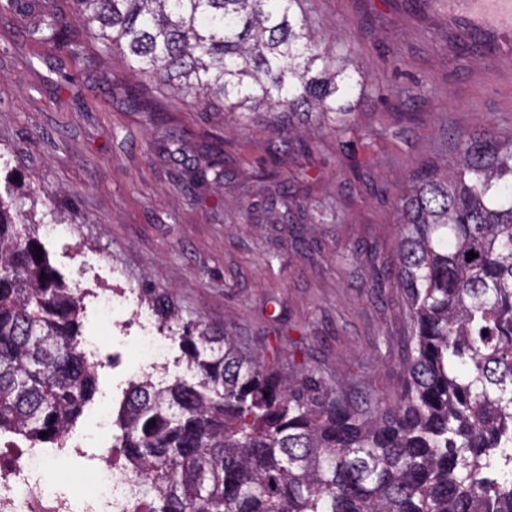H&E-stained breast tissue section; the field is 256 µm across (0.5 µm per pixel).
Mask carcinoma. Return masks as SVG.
<instances>
[{
  "mask_svg": "<svg viewBox=\"0 0 512 512\" xmlns=\"http://www.w3.org/2000/svg\"><path fill=\"white\" fill-rule=\"evenodd\" d=\"M9 0L30 36L67 53L52 5ZM303 0H74L110 53L203 107L349 115L359 58L314 41ZM456 170L417 176L398 201L414 347L394 404H359L313 369L282 375L201 320L181 343L196 383L131 385L120 455L144 472L147 512H512V133L456 134ZM224 152L184 167L218 186ZM278 181L276 151L255 175ZM37 190L0 192V436L56 443L96 393L78 297L42 257ZM478 257L469 260L467 253Z\"/></svg>",
  "mask_w": 512,
  "mask_h": 512,
  "instance_id": "obj_1",
  "label": "carcinoma"
}]
</instances>
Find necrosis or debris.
Listing matches in <instances>:
<instances>
[{
	"instance_id": "necrosis-or-debris-1",
	"label": "necrosis or debris",
	"mask_w": 512,
	"mask_h": 512,
	"mask_svg": "<svg viewBox=\"0 0 512 512\" xmlns=\"http://www.w3.org/2000/svg\"><path fill=\"white\" fill-rule=\"evenodd\" d=\"M114 449L66 439L61 447L33 442L0 452V512H74L72 496L52 491L41 481L52 463L70 458L96 462L98 477L86 512H142V472L116 464Z\"/></svg>"
}]
</instances>
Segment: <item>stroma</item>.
<instances>
[{
    "label": "stroma",
    "mask_w": 512,
    "mask_h": 512,
    "mask_svg": "<svg viewBox=\"0 0 512 512\" xmlns=\"http://www.w3.org/2000/svg\"><path fill=\"white\" fill-rule=\"evenodd\" d=\"M57 6L74 41L65 59L73 84L60 91L50 87L55 47L32 41L21 18L0 9V151L17 185L44 190L71 219L68 237L38 234L50 266L73 288L88 259L95 287L168 291L183 321L225 330L281 373L316 368L352 399L395 402L412 342L400 289L391 279L373 287L369 273L399 266L396 201L412 173L455 167L457 132L512 131V70L461 56L443 16L399 0H307L322 48L357 53L367 74L345 122L308 125V153L265 122L156 89L104 52L72 0ZM129 85L163 111L181 155L158 149L126 99ZM385 112L398 122L383 127ZM271 145L304 205L302 223L283 222L255 179ZM215 146L228 177L205 189L201 205L173 179ZM358 165L379 169L386 194L354 181ZM351 252L354 263L340 269L337 255ZM79 322L82 336L114 347L92 402L119 410L138 368L139 330L112 341L85 302Z\"/></svg>",
    "instance_id": "35a3bbf8"
}]
</instances>
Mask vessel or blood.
Segmentation results:
<instances>
[{
  "label": "vessel or blood",
  "mask_w": 512,
  "mask_h": 512,
  "mask_svg": "<svg viewBox=\"0 0 512 512\" xmlns=\"http://www.w3.org/2000/svg\"><path fill=\"white\" fill-rule=\"evenodd\" d=\"M448 30L490 46L497 64L512 61V0H424Z\"/></svg>",
  "instance_id": "vessel-or-blood-1"
}]
</instances>
